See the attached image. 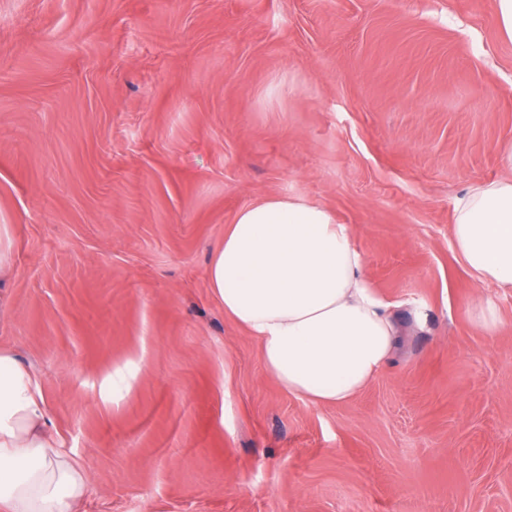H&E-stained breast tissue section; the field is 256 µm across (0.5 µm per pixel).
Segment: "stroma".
Wrapping results in <instances>:
<instances>
[{"mask_svg":"<svg viewBox=\"0 0 512 512\" xmlns=\"http://www.w3.org/2000/svg\"><path fill=\"white\" fill-rule=\"evenodd\" d=\"M496 0H0V350L39 377L77 512H512V291L454 204L512 179ZM351 225L400 335L315 405L207 277L237 211Z\"/></svg>","mask_w":512,"mask_h":512,"instance_id":"obj_1","label":"stroma"}]
</instances>
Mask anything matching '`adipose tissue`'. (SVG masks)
Listing matches in <instances>:
<instances>
[{"label": "adipose tissue", "mask_w": 512, "mask_h": 512, "mask_svg": "<svg viewBox=\"0 0 512 512\" xmlns=\"http://www.w3.org/2000/svg\"><path fill=\"white\" fill-rule=\"evenodd\" d=\"M454 246L479 293L478 321L499 326L491 285L512 291V180L472 184L457 199ZM350 225L286 195L241 208L211 254L208 284L259 344L267 374L317 405L348 401L384 370L399 329L364 272ZM36 375L0 351V512H72L87 482L55 448Z\"/></svg>", "instance_id": "adipose-tissue-1"}]
</instances>
